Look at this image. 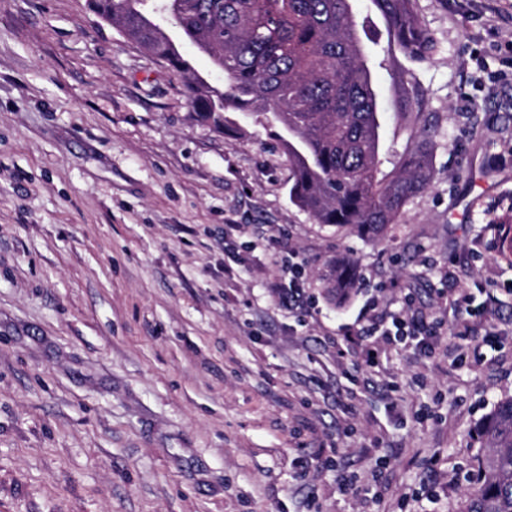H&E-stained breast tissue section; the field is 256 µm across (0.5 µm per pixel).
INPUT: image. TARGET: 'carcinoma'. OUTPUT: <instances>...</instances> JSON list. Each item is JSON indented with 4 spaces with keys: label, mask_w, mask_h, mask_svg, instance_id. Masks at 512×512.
Here are the masks:
<instances>
[{
    "label": "carcinoma",
    "mask_w": 512,
    "mask_h": 512,
    "mask_svg": "<svg viewBox=\"0 0 512 512\" xmlns=\"http://www.w3.org/2000/svg\"><path fill=\"white\" fill-rule=\"evenodd\" d=\"M100 18L193 79L184 56L171 49L158 20L173 19L186 39L224 73L225 88L189 83L198 119L224 132L226 112H269L288 132L284 141L294 180V204L320 224L347 226L370 238L384 235L433 180L432 142L408 151L403 168L377 179L378 105L357 34L351 0H88ZM397 45L422 57L429 42L412 0H376ZM356 271L336 261L328 282L343 303ZM485 454L476 456L480 481L463 512H512V397L482 424Z\"/></svg>",
    "instance_id": "obj_1"
}]
</instances>
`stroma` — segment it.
<instances>
[{
	"label": "stroma",
	"instance_id": "1",
	"mask_svg": "<svg viewBox=\"0 0 512 512\" xmlns=\"http://www.w3.org/2000/svg\"><path fill=\"white\" fill-rule=\"evenodd\" d=\"M413 6L422 60L352 0L379 176L434 142L430 186L368 239L290 201L271 114L215 132L88 0H0V512H460L476 430L512 396V0ZM292 255L299 308L271 291ZM452 290L494 295V346L338 354L408 294L452 320ZM356 280V271L352 263L349 260L340 259L336 261L326 288L336 295V302L343 303L349 299L351 291L356 286Z\"/></svg>",
	"mask_w": 512,
	"mask_h": 512
}]
</instances>
